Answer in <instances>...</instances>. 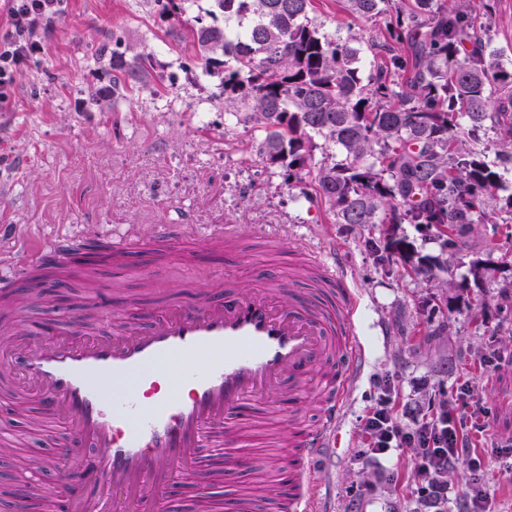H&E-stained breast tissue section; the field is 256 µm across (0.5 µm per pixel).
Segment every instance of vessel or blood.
Returning <instances> with one entry per match:
<instances>
[{
	"instance_id": "obj_1",
	"label": "vessel or blood",
	"mask_w": 512,
	"mask_h": 512,
	"mask_svg": "<svg viewBox=\"0 0 512 512\" xmlns=\"http://www.w3.org/2000/svg\"><path fill=\"white\" fill-rule=\"evenodd\" d=\"M235 224H155L139 245L146 259L190 242L197 255L238 240ZM96 237L60 234L31 263L0 278V302L34 272H55ZM330 286L312 294L306 275ZM309 274L279 281L240 278L209 298L191 297L161 319L97 336L73 330L49 339L17 330L0 335V377L38 399L47 421H63L68 446L51 461L78 482L63 512H154L173 473L218 444L247 468L239 412L256 400L281 412L284 393L300 394L314 370L328 388L317 419L303 427L288 470L284 512H316L317 463L332 447L347 397L365 360L357 298L343 268L315 254Z\"/></svg>"
}]
</instances>
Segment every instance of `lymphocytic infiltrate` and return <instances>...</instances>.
<instances>
[{"mask_svg":"<svg viewBox=\"0 0 512 512\" xmlns=\"http://www.w3.org/2000/svg\"><path fill=\"white\" fill-rule=\"evenodd\" d=\"M59 0H12L10 20L0 33V104L8 102L15 91L20 64L43 52L34 31L49 23L57 12ZM472 396L470 387L452 392L433 416L400 422L395 399L390 390H380L362 418V427L369 437L371 455L386 454L394 448L417 449L415 464L423 477L416 493L428 501L448 498L444 474L466 460H474L472 434L494 442L493 421L487 410L478 408L470 414L457 412L460 403Z\"/></svg>","mask_w":512,"mask_h":512,"instance_id":"lymphocytic-infiltrate-1","label":"lymphocytic infiltrate"}]
</instances>
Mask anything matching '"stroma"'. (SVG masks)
<instances>
[{"label": "stroma", "instance_id": "1", "mask_svg": "<svg viewBox=\"0 0 512 512\" xmlns=\"http://www.w3.org/2000/svg\"><path fill=\"white\" fill-rule=\"evenodd\" d=\"M182 21L162 15L155 0H63L62 10L36 36L44 55L21 68L12 101L0 107V225H17L22 251L4 249L0 261L28 262L44 239L77 226L111 232L122 225L131 237H145L154 224H236L234 249L190 262L189 249L161 253L150 267L140 257L118 266L106 261L73 266L62 274L65 301L48 293L43 302L14 296L26 327L71 326L69 313L96 306L108 297L126 317L158 318L172 303L205 296L216 277L231 273L274 279L288 268L287 253L255 237L259 224L280 225L344 266L359 292L361 339L366 362L318 475L328 488L331 512H453L419 501L411 489L421 475L415 451L399 448L375 460L365 455V415L381 381H389L402 421L438 408L451 391L471 385L473 401L489 409L499 445L476 441L482 481L491 488L497 512H512V484L502 479L512 462V366L493 368L484 359L512 356V248L500 238L484 241L496 269L485 288H460L448 282L469 275L470 255L447 265L446 251L411 224L398 230L414 245L415 257L436 268L434 283L409 276L400 257L378 264L364 247L366 238L384 239L378 224L335 223L316 197L310 178L285 183L266 167L258 152L262 134L236 123L224 110L220 73L202 74L176 52L172 33ZM150 52L163 90L152 82L124 97L112 93V40ZM20 406L10 427L21 436L20 455L42 460L66 443L63 425H42L36 399L0 393V405ZM258 426L246 471L211 472L222 455L204 452L195 478L177 474L162 512H193L200 499H217L230 512L255 469L278 470L281 443L292 431L289 417L256 409Z\"/></svg>", "mask_w": 512, "mask_h": 512}]
</instances>
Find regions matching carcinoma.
Returning <instances> with one entry per match:
<instances>
[{
	"mask_svg": "<svg viewBox=\"0 0 512 512\" xmlns=\"http://www.w3.org/2000/svg\"><path fill=\"white\" fill-rule=\"evenodd\" d=\"M162 13L183 16L191 0H156ZM224 27L191 17L173 35L198 65L224 66V111L262 131L260 156L284 171L285 181L312 177L315 194L337 224L498 223L512 213V194L499 195V166L512 165V64L481 35L486 0H346L336 34L312 18L313 0H214ZM383 18L388 42L367 48L384 62L365 81L358 22ZM407 45L392 54V45ZM127 48H112V90L153 75L142 52L126 65ZM320 136L345 158L312 164ZM497 163L486 161L488 146ZM435 237L452 258L472 253L474 286L495 267L478 256L481 241Z\"/></svg>",
	"mask_w": 512,
	"mask_h": 512,
	"instance_id": "1",
	"label": "carcinoma"
}]
</instances>
